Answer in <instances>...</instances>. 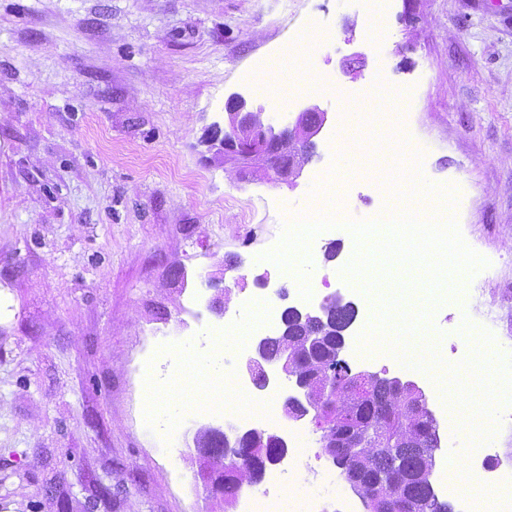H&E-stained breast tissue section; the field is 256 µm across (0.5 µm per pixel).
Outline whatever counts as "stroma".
Here are the masks:
<instances>
[{
    "label": "stroma",
    "instance_id": "1",
    "mask_svg": "<svg viewBox=\"0 0 512 512\" xmlns=\"http://www.w3.org/2000/svg\"><path fill=\"white\" fill-rule=\"evenodd\" d=\"M235 93L282 125L327 111L295 186L205 158ZM419 180L454 191L436 214L487 260L467 285L512 359V0H0V512H239L209 496L192 438L172 446L146 420L174 393L197 428L260 406L200 369L189 391L172 378L173 345L209 347L202 326L221 321L208 273L240 259L225 313L248 326L282 287L385 300L413 282L404 308H431L417 269L340 278L356 251L343 227L333 263L320 247L291 271L263 257L286 219L368 220L408 207ZM433 310L413 356L432 342L462 362L455 306ZM302 424L314 459L292 487L318 512H364Z\"/></svg>",
    "mask_w": 512,
    "mask_h": 512
}]
</instances>
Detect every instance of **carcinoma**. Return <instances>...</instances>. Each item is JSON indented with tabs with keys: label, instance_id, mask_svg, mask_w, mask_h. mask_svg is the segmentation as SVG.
<instances>
[{
	"label": "carcinoma",
	"instance_id": "cac0c4a2",
	"mask_svg": "<svg viewBox=\"0 0 512 512\" xmlns=\"http://www.w3.org/2000/svg\"><path fill=\"white\" fill-rule=\"evenodd\" d=\"M352 303L330 298L321 314L284 308L276 335L262 349L267 359L288 360V376L309 379V395L288 399L290 418L315 411L333 418L336 434L353 432L356 442L324 452L342 470L365 512H454L436 497L430 480L441 445L438 423L424 392L395 378L370 376L360 381L352 369H329L342 361L340 341L352 324ZM210 470L224 472V506L236 499L243 483L257 480L266 460L280 448L263 434L236 440L213 438L195 449Z\"/></svg>",
	"mask_w": 512,
	"mask_h": 512
}]
</instances>
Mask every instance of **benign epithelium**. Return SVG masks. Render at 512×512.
Segmentation results:
<instances>
[{"label":"benign epithelium","mask_w":512,"mask_h":512,"mask_svg":"<svg viewBox=\"0 0 512 512\" xmlns=\"http://www.w3.org/2000/svg\"><path fill=\"white\" fill-rule=\"evenodd\" d=\"M225 111L228 127L215 123L206 130L201 140L206 152L234 169L245 182L273 180L290 187L296 185V179L312 160V156L291 151L285 154L280 144L286 140L290 143L314 145L328 122V112L318 104L310 103L298 113L294 122L278 128L265 115L264 107H249L239 94H233L227 99ZM310 113L318 116L314 124L306 121ZM259 158L264 162L261 172L256 166Z\"/></svg>","instance_id":"obj_1"}]
</instances>
